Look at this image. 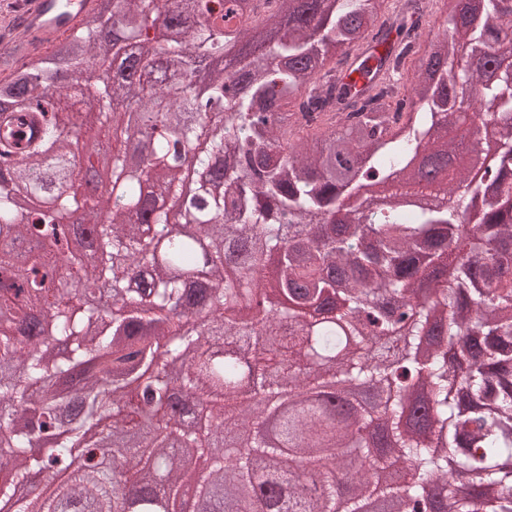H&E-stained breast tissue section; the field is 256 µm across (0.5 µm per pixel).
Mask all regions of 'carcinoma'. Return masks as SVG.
Segmentation results:
<instances>
[{"label": "carcinoma", "instance_id": "carcinoma-1", "mask_svg": "<svg viewBox=\"0 0 512 512\" xmlns=\"http://www.w3.org/2000/svg\"><path fill=\"white\" fill-rule=\"evenodd\" d=\"M93 20L15 65L0 48V401L26 410L0 441L12 471L0 499L13 512H66L86 498L95 512H162L179 491L187 448L212 457L190 488L193 504L216 488L243 486L257 499L224 496L218 512H270L288 493L290 512H336V485L313 489L280 466L267 417L240 397L294 391L301 405L283 435L299 461L322 448L368 447L357 436L382 422L388 457L372 486L358 478L344 512L374 494L393 512H419L426 484L443 489L431 512H496L488 495L512 501V11L498 0H443L448 28L410 85L421 0H246L245 14L211 0H168L167 37L149 26L159 0H97ZM272 42L242 45L248 28ZM229 65L200 77L194 57ZM472 115L471 139H448L433 163L466 151L493 156L489 181L450 177L443 202L416 205L426 186L414 168L442 124ZM89 113L94 140L111 139L165 169L157 197L146 171L112 155V192L55 194V211H80L97 248L51 251L52 216H22L18 199L46 194L50 179L75 177L66 131ZM205 140L184 188L182 149ZM366 179L394 184L384 206L362 199L336 221L338 203ZM178 199L174 235L159 199ZM112 221L101 222L103 213ZM282 255L270 292L286 307L250 325L242 304L264 291L258 277ZM58 280L59 288L44 287ZM104 285L121 317L87 303ZM205 313L204 329L181 319ZM256 355L234 356L241 346ZM195 363H174L185 354ZM420 378L376 412L343 415L303 401L315 388L341 396L359 387L381 396L388 371ZM112 425L85 447L112 450V465L71 469L70 459L102 415ZM456 460V475L437 448ZM130 473L128 496L114 469Z\"/></svg>", "mask_w": 512, "mask_h": 512}]
</instances>
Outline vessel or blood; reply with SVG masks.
<instances>
[{
  "mask_svg": "<svg viewBox=\"0 0 512 512\" xmlns=\"http://www.w3.org/2000/svg\"><path fill=\"white\" fill-rule=\"evenodd\" d=\"M95 8V0H69L65 6L60 0H13L0 38L39 50L91 19Z\"/></svg>",
  "mask_w": 512,
  "mask_h": 512,
  "instance_id": "1",
  "label": "vessel or blood"
}]
</instances>
